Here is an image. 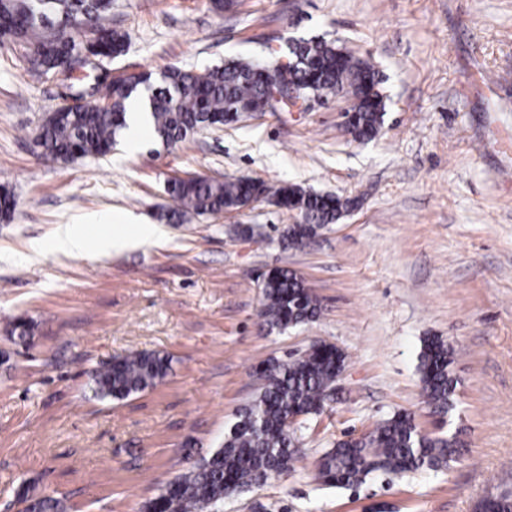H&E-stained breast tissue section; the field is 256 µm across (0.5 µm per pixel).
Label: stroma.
<instances>
[{
	"label": "stroma",
	"mask_w": 512,
	"mask_h": 512,
	"mask_svg": "<svg viewBox=\"0 0 512 512\" xmlns=\"http://www.w3.org/2000/svg\"><path fill=\"white\" fill-rule=\"evenodd\" d=\"M112 27L128 39L111 68L156 76L338 40L382 74L384 124L357 141L348 98H310L173 148L128 134L106 156L52 162L35 138L59 82L0 38V185L15 195L0 220V512H18L23 486L67 512H140L220 445L256 392V366L316 343L346 366L335 400L296 425L303 464L225 497L221 512H479L512 492V0H235L220 14L211 0H113ZM193 174L358 206L297 249L281 232L299 214L264 200L160 220L167 180ZM115 210L161 224L163 243L95 259L53 249L59 225ZM276 267L316 294V319L262 326L260 276ZM17 316L35 325L29 344L8 337ZM433 335L455 351L446 414L425 403L417 371ZM142 350L170 356L168 377L125 400L95 397L92 371ZM399 411L456 436L455 459L354 489L315 480L337 441Z\"/></svg>",
	"instance_id": "1"
}]
</instances>
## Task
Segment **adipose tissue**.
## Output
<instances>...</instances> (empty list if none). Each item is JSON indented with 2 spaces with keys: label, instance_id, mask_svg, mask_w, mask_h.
I'll return each instance as SVG.
<instances>
[{
  "label": "adipose tissue",
  "instance_id": "1",
  "mask_svg": "<svg viewBox=\"0 0 512 512\" xmlns=\"http://www.w3.org/2000/svg\"><path fill=\"white\" fill-rule=\"evenodd\" d=\"M116 225H133L134 231L130 234H106L100 237L96 244H88L83 224H64L59 226L53 247L56 251L69 254H87L89 247H96L98 253L120 252L137 247L144 243H160L163 232L156 224H133L130 216L116 213L112 216Z\"/></svg>",
  "mask_w": 512,
  "mask_h": 512
}]
</instances>
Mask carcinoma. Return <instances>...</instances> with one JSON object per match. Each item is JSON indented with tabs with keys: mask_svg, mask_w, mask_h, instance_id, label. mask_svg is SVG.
I'll return each instance as SVG.
<instances>
[{
	"mask_svg": "<svg viewBox=\"0 0 512 512\" xmlns=\"http://www.w3.org/2000/svg\"><path fill=\"white\" fill-rule=\"evenodd\" d=\"M111 13L112 0H0V32L22 49L35 71L58 74L72 92L97 102L82 110L55 108L46 114L37 135L43 157L67 163L106 156L128 128L129 100L142 89L148 92L149 126L167 146L224 125L229 108L246 112L264 95L258 64L248 59H230L202 73L173 66L157 80L142 73L134 85L97 76L96 68L87 65L86 81H73L65 62L77 49L94 45L99 34L107 36V53L118 56L124 51L127 35L112 29ZM271 80L324 97L348 96L353 116L347 128L357 140H371L382 128L386 102L378 68L335 40L319 37L289 44L288 60L276 67ZM168 191L178 216L188 211L220 214L254 197L269 198L303 219L282 231L290 247L303 245L318 229L336 223L354 204L350 198L295 184L274 187L245 178L175 179ZM14 205L11 190L1 185L0 217L10 218ZM261 288L259 316L270 330L296 327L320 313L317 297L286 269L266 273ZM453 356L454 349L438 336L427 338L420 353L418 370L426 403L443 413L454 408L456 381L449 373ZM345 361L342 351L324 345L266 362L263 383L238 411L222 444L169 480L143 504L142 512H220L224 497L259 486L272 474L294 470L302 450L288 435V417L321 413ZM170 370L169 357L158 352L117 356L93 373V391L101 399L124 400L156 387ZM457 448L456 437L424 433L412 414L401 411L367 434L337 442L316 461V478L329 487L351 488L377 472L401 477L425 465L439 467L456 456ZM17 503L24 512H65L61 500L34 495L28 487L18 493ZM481 512H512V495L486 498Z\"/></svg>",
	"mask_w": 512,
	"mask_h": 512,
	"instance_id": "carcinoma-1",
	"label": "carcinoma"
}]
</instances>
